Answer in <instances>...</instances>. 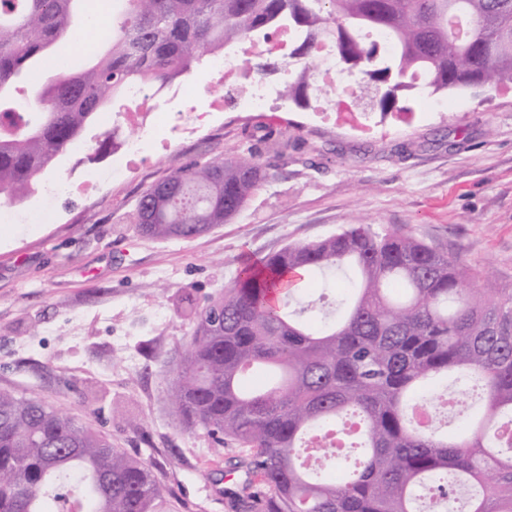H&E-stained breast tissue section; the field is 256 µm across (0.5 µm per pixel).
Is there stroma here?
I'll return each mask as SVG.
<instances>
[{
    "label": "stroma",
    "instance_id": "obj_1",
    "mask_svg": "<svg viewBox=\"0 0 512 512\" xmlns=\"http://www.w3.org/2000/svg\"><path fill=\"white\" fill-rule=\"evenodd\" d=\"M281 103L249 120L211 121L134 177L55 202L54 224H0V392L43 400L152 464L177 512H235L239 448L179 424L170 387L194 327L192 305L223 294L243 262L326 238L349 224L394 227L460 253L512 289V90L421 97L411 114L326 122ZM318 147L310 163L254 149L272 173L234 220L190 240L142 236L130 215L170 171L224 156L253 125ZM46 179L79 183L111 166L113 129ZM336 278L301 285L292 308L336 317Z\"/></svg>",
    "mask_w": 512,
    "mask_h": 512
}]
</instances>
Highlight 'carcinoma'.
I'll use <instances>...</instances> for the list:
<instances>
[{
	"instance_id": "carcinoma-1",
	"label": "carcinoma",
	"mask_w": 512,
	"mask_h": 512,
	"mask_svg": "<svg viewBox=\"0 0 512 512\" xmlns=\"http://www.w3.org/2000/svg\"><path fill=\"white\" fill-rule=\"evenodd\" d=\"M82 0H0V197L20 202L132 84L159 87L209 51L286 29L306 58L282 94L307 108L328 36L355 76L354 110L384 118L426 96L512 85V0H124L107 49L12 108L13 85L68 36ZM382 34L386 43L364 34ZM260 141L277 153L313 147ZM271 175L252 148L193 161L162 182L149 237L192 239L237 217ZM346 315L316 327L287 312L297 270L340 274ZM455 375L483 410L454 434L421 425L414 394ZM178 421L243 448L240 512H512V291L397 229L349 224L246 264L196 312L171 385ZM0 512H173L152 468L36 398L0 392Z\"/></svg>"
}]
</instances>
